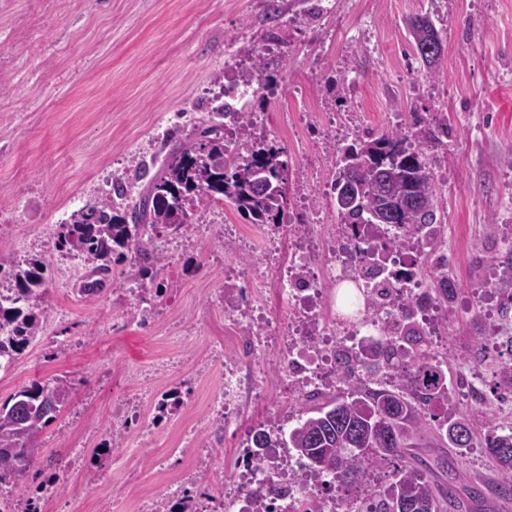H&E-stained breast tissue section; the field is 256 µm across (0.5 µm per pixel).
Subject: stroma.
<instances>
[{"instance_id": "1", "label": "stroma", "mask_w": 512, "mask_h": 512, "mask_svg": "<svg viewBox=\"0 0 512 512\" xmlns=\"http://www.w3.org/2000/svg\"><path fill=\"white\" fill-rule=\"evenodd\" d=\"M265 19L264 0H7L0 9V201L11 221L0 223V258L51 257L61 203L98 170L110 166L128 177L134 161L187 139L184 113L206 117L219 86L263 54L274 67L272 92L255 102L257 136L283 148L288 162V206L282 224L297 223L300 195L319 194L333 178L330 112H357L376 131L392 132L391 113L405 124L432 112L448 115L445 147L429 152L440 201L438 223L453 243L448 268L455 299L448 314V374L465 356L487 362L482 405L459 400L473 414L477 438L456 466L455 484L480 486L485 512H512L492 493L496 479L482 438L488 428L512 426V400L498 397L496 383L507 350L482 345L501 318L491 307L496 289L487 267L500 254L489 242L499 225H512V0H321L320 16L295 21L296 0H277ZM433 19L445 48L439 71H418L405 21ZM30 31L42 45L30 53ZM209 238L187 233L188 247L166 250L172 234L157 230L152 248L168 283L152 299L157 317L144 329L134 315L137 269H112L106 294L80 296L70 279L49 268L46 319L8 373H0V403L32 379L64 375L75 392L41 437L42 457L55 458L70 495L58 512H135L141 499L167 497L175 479L159 463L184 449L194 469L195 449L207 447L202 416L224 383V367L211 361L224 347V266L233 263L254 278V296L266 302L270 272L257 250L239 251L224 241L235 224L250 235L257 225L225 205ZM251 376L268 392L237 413V429L219 449L233 468L254 428L286 424L301 415L299 394L280 384L284 372L274 352L242 355ZM191 388L185 414L129 437L112 432V407L128 396L149 404L171 383ZM122 448L121 461L100 462L102 439Z\"/></svg>"}]
</instances>
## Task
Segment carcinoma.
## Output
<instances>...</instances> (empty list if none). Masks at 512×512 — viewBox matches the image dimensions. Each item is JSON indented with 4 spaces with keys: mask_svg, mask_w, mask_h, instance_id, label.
<instances>
[{
    "mask_svg": "<svg viewBox=\"0 0 512 512\" xmlns=\"http://www.w3.org/2000/svg\"><path fill=\"white\" fill-rule=\"evenodd\" d=\"M414 59L426 73L437 72L442 41L432 19L416 14L407 21ZM245 82L272 75L258 54ZM194 142L165 154L138 200L124 208L94 200L59 224L57 252L92 265L90 295L105 291L112 265L126 260L138 267L161 295L157 258L149 232L183 234L194 212L229 200L252 224H276L286 201L288 164L284 150L254 132L252 113L224 103L194 126ZM448 137V116L433 112L413 125L411 134H369L341 153L333 179L341 224L370 231L381 224L400 229L393 248L410 247L416 230L436 223L437 193L427 151ZM46 261L34 255L23 263L0 260V280L14 288L9 306L0 303V361L12 364L39 335L46 313ZM336 376L346 385L304 395L312 403L288 429L287 445L315 475L341 488L379 469L376 482L347 505V512H461L482 506L483 494L470 488L465 504L446 477L456 459L430 463L417 450L430 439L463 455L473 441L471 419L455 411L448 390V361L432 353L427 328L406 313L378 343L336 354ZM72 394L65 377L35 378L0 404V490L16 488L35 475L40 436ZM485 448L500 478L499 501L512 502V432L489 431Z\"/></svg>",
    "mask_w": 512,
    "mask_h": 512,
    "instance_id": "carcinoma-1",
    "label": "carcinoma"
}]
</instances>
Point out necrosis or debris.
Wrapping results in <instances>:
<instances>
[{
	"instance_id": "1",
	"label": "necrosis or debris",
	"mask_w": 512,
	"mask_h": 512,
	"mask_svg": "<svg viewBox=\"0 0 512 512\" xmlns=\"http://www.w3.org/2000/svg\"><path fill=\"white\" fill-rule=\"evenodd\" d=\"M318 203L303 201L306 223L295 225L292 237H282L276 224L266 225L263 233L265 252L263 259L271 268L270 295L276 305L288 308V323L276 341L286 360L287 382L290 389L315 390L331 383L336 377L332 353L336 346L358 348L362 341L382 337L387 323L403 312V302H411L416 318L435 325L439 314L431 303L414 266L404 260L382 263L374 259L377 246L391 244L399 230L385 225L379 240L373 241L357 235L344 224L337 225L327 247L316 250L319 225L314 216L331 204L330 190H323ZM349 281H360L375 289L395 285L400 290L402 304L383 306L370 311L349 326L325 334L320 317L329 308L332 288ZM254 285L237 269L224 274V321L235 334L237 349L248 352L255 346L254 338L266 324L263 311L250 308L248 297ZM265 384L258 379H246L237 361L224 363V389L209 412L210 420L220 430L236 425L235 411L242 395L264 394ZM185 403L181 388L169 387L154 397V414L144 417L137 400L124 403L115 417V430L136 435L152 432L158 422L177 413ZM203 471H216L217 477L201 482L198 474H181L180 489L170 500L156 503L142 501L140 512H253V499L260 487L265 486L267 469L257 467L249 454H242L232 471H225L222 458L206 453L200 457ZM286 470L294 482L287 496L265 495L270 512H305L311 483L325 484V477L312 474L303 459L292 456Z\"/></svg>"
}]
</instances>
